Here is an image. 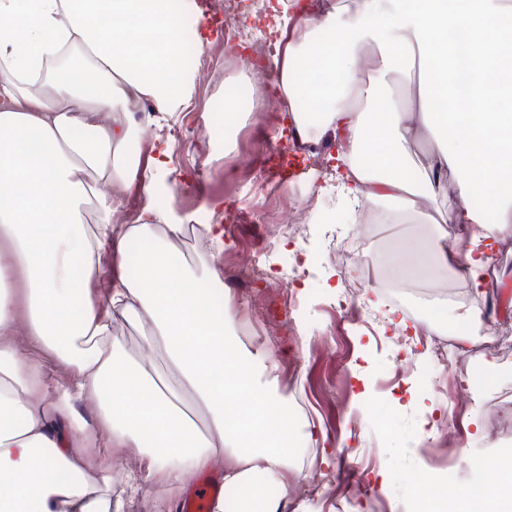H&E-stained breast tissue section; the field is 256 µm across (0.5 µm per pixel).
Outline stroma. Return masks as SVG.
I'll return each mask as SVG.
<instances>
[{
  "label": "stroma",
  "instance_id": "1",
  "mask_svg": "<svg viewBox=\"0 0 512 512\" xmlns=\"http://www.w3.org/2000/svg\"><path fill=\"white\" fill-rule=\"evenodd\" d=\"M203 51L209 66L197 69L188 103L194 132L183 141L169 139L165 128L180 124L182 113L166 123L144 122L137 147L138 170L146 172L159 143L172 155L171 172L155 199L158 206L179 214L223 215L235 192H248L256 181L269 145L282 139V113L267 115L243 110L216 117L217 98L235 86L257 80L274 84L269 68L224 72L223 33L208 30ZM321 208L310 215L299 233L283 234L287 204L276 210L275 224L254 223L250 202H243L234 222L224 224V246L181 242L177 248L194 272L214 267L238 312V338L248 349L265 346L278 360L281 392L297 396L307 418L301 422L298 444L311 449L309 472L290 478L288 501L304 500L305 512H336L337 501L352 499L358 486L374 491L372 512H414L416 495L407 477L422 474L441 480L444 500L458 484L478 478L477 463L490 447L512 448V428L496 430L499 420L491 398L501 376L512 377V252L496 250L495 271L486 280L483 316L495 345L485 354L487 364L474 380L459 382L424 348L409 350L397 343V322L407 312L397 304H372L363 289L356 308L336 307L344 271L331 260L334 239L361 232L366 256L382 257L392 249L399 230L429 234L430 224L408 221L384 225L382 234L365 231L364 223L382 204L365 203L355 218L335 221L333 201L322 193ZM255 250L268 251L272 269L266 282L249 280L240 258ZM309 261V275L284 279L277 266L287 257ZM303 303L304 333L277 335L263 326V306L278 292ZM484 392L472 401L473 389ZM328 484L327 498L310 501L312 483Z\"/></svg>",
  "mask_w": 512,
  "mask_h": 512
}]
</instances>
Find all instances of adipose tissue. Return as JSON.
<instances>
[{"instance_id": "adipose-tissue-1", "label": "adipose tissue", "mask_w": 512, "mask_h": 512, "mask_svg": "<svg viewBox=\"0 0 512 512\" xmlns=\"http://www.w3.org/2000/svg\"><path fill=\"white\" fill-rule=\"evenodd\" d=\"M194 0H0V250L23 281L0 277V512H137L158 478L179 486L224 461V487L212 512H284L271 487L285 486L295 423L277 389L271 350L242 348L232 307L206 315L223 284L214 268L199 277L173 245L184 224L154 199L171 156L151 160L147 204L138 224H116L112 191L138 164L140 126L128 114L141 98L178 111L192 95L184 68L185 32L203 42ZM467 31L465 45L448 39ZM276 84L290 99L316 97L303 60L333 32L339 78L318 127L294 112L298 134L331 131L345 163L338 208L388 201L402 224L419 201L455 191L463 205L425 240L404 236L395 275L424 276L427 263L462 264L483 288L493 244L512 231V0H315L277 18ZM152 37L143 50L137 35ZM377 51L369 67L358 63ZM411 80L408 106L375 108L378 93ZM430 146L413 171L411 144ZM484 198L498 220L469 207ZM96 214L87 223V211ZM147 242L142 276L119 271L90 288L104 254L124 256ZM182 281L168 288L169 279ZM126 321L163 367L142 363L112 329ZM71 374L52 399L42 396V358ZM201 412L197 428L193 412ZM106 436L96 451L93 432ZM138 467L113 474V454Z\"/></svg>"}]
</instances>
